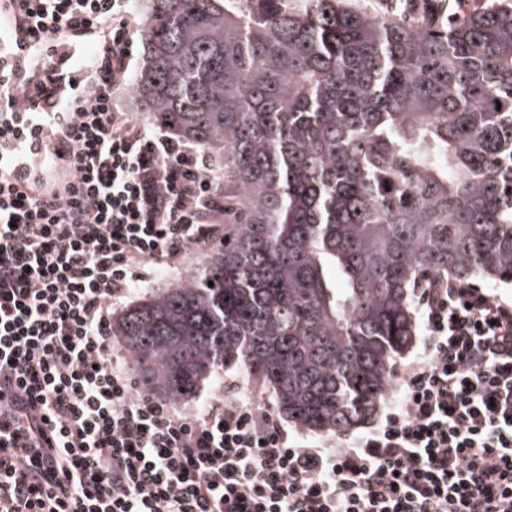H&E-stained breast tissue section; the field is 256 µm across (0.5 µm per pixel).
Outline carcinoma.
<instances>
[{
  "instance_id": "cac0c4a2",
  "label": "carcinoma",
  "mask_w": 512,
  "mask_h": 512,
  "mask_svg": "<svg viewBox=\"0 0 512 512\" xmlns=\"http://www.w3.org/2000/svg\"><path fill=\"white\" fill-rule=\"evenodd\" d=\"M140 37L133 97L224 156L239 208L112 336L157 395L234 366L303 429L367 423L415 284L512 282V6L427 28L350 0H144Z\"/></svg>"
}]
</instances>
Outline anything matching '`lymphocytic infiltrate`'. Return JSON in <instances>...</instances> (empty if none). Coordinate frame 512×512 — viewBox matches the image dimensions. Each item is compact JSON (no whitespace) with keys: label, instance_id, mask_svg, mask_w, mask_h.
<instances>
[{"label":"lymphocytic infiltrate","instance_id":"1","mask_svg":"<svg viewBox=\"0 0 512 512\" xmlns=\"http://www.w3.org/2000/svg\"><path fill=\"white\" fill-rule=\"evenodd\" d=\"M14 3L30 41L0 66V374L55 450L0 426V512H512V303L470 282L424 279L401 396L347 445L289 439L256 398L186 413L138 384L112 313L219 232L218 165L120 109L130 0Z\"/></svg>","mask_w":512,"mask_h":512}]
</instances>
